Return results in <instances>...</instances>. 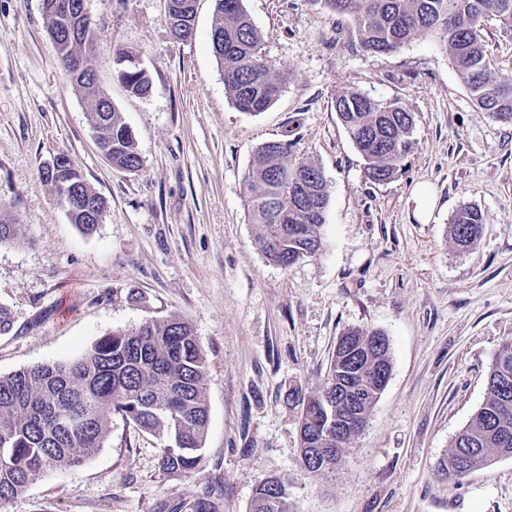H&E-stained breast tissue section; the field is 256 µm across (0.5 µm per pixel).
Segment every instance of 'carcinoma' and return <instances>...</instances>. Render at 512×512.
Masks as SVG:
<instances>
[{
	"mask_svg": "<svg viewBox=\"0 0 512 512\" xmlns=\"http://www.w3.org/2000/svg\"><path fill=\"white\" fill-rule=\"evenodd\" d=\"M336 16L349 19L361 50L389 54L418 36L439 39L473 101L494 119L512 123V80L492 75L482 36L484 15L512 27V0H324ZM169 28L179 39L194 32L192 0H171ZM46 30L54 41L65 69L84 42L94 43L90 19L79 34L71 28L75 16L56 11L45 14ZM211 36L221 39L212 46L224 74V89L243 112H263L279 97L288 72H276L261 52L262 35L252 23L243 0H216V21ZM121 52L116 57L117 75L138 96L149 93L145 70L131 66ZM91 102L90 119L101 148L112 165L127 171L142 166L132 134L121 113L100 89L95 72L71 77ZM334 109L365 161V176L386 183L401 174L415 140L414 113L399 101L381 102L357 91L336 96ZM320 168L293 156L291 145L267 142L257 152L244 179L248 218L257 226L264 252L272 262L289 266L288 258L307 251L317 254L323 246L328 189L325 179H309ZM302 176V193L314 200L309 214L295 199L294 188L284 176ZM80 183L84 195L100 198L75 169L63 171L51 181L62 205L68 188ZM485 223L482 212L462 204L449 224L450 238L461 250L476 246ZM19 227L0 213V245L17 241ZM383 346L370 352L368 365L351 377L345 373L341 353L332 354L319 388L297 396L300 407V458L310 474L326 477L336 470L323 461L311 463L308 448H335L343 455L352 438L364 431L373 405L378 372L392 369L389 341L384 332L352 328L338 341L353 348ZM207 365L198 336L178 316L148 320L131 329L104 335L77 360L46 363L0 375V509L23 494L46 472L77 469L93 455L107 436L112 416L119 415L139 430L158 437L163 446L160 467L167 475H183L199 465L208 424L204 398ZM363 389L359 419L341 442L331 427L348 413L336 396L346 380ZM486 399L467 426L456 436L442 461L446 475L462 479L487 464L491 454L512 452V338L503 342L491 364ZM250 512H291L285 486L270 494L266 485L256 489Z\"/></svg>",
	"mask_w": 512,
	"mask_h": 512,
	"instance_id": "obj_1",
	"label": "carcinoma"
}]
</instances>
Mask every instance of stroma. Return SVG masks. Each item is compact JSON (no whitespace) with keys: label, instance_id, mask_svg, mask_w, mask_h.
I'll return each mask as SVG.
<instances>
[{"label":"stroma","instance_id":"stroma-1","mask_svg":"<svg viewBox=\"0 0 512 512\" xmlns=\"http://www.w3.org/2000/svg\"><path fill=\"white\" fill-rule=\"evenodd\" d=\"M243 4L264 58L290 72L258 114L225 94L210 43L215 0H196L188 40L171 34L166 0H85L98 84L142 159L130 172L101 152L90 104L46 33L43 0H0V210L20 226L17 243L0 245V305L13 317L0 375L76 360L107 333L172 315L192 325L208 367L193 472L164 474L160 440L116 415L82 467L43 474L5 512H192L203 496L216 512H249L271 478L294 512H512V457L491 456L459 481L440 471L512 337V124L474 103L431 37L366 55L324 0ZM482 36L491 70L512 79V30L491 18ZM123 50L147 71L148 96L118 78ZM345 90L414 112L416 146L394 181L366 179L333 108ZM272 140L295 143L329 192L322 249L286 268L268 261L243 191ZM60 154L107 202L92 235L71 224L42 176ZM421 184L435 199L425 218ZM463 203L486 219L469 251L449 236ZM352 327L385 332L392 372L366 429L319 479L300 467L288 395L319 387Z\"/></svg>","mask_w":512,"mask_h":512}]
</instances>
